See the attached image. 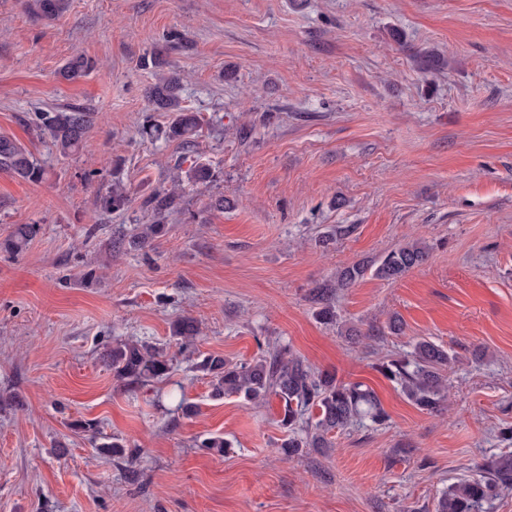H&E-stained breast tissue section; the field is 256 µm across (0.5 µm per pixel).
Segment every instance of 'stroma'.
Listing matches in <instances>:
<instances>
[{
  "label": "stroma",
  "instance_id": "obj_1",
  "mask_svg": "<svg viewBox=\"0 0 512 512\" xmlns=\"http://www.w3.org/2000/svg\"><path fill=\"white\" fill-rule=\"evenodd\" d=\"M172 31L185 48L168 50ZM152 53L204 119L193 148L139 133L170 120L148 110ZM80 54L97 70L60 81ZM68 104L100 120L87 151L62 157L29 118ZM0 135L47 171L39 184L0 173V240L38 227L20 254L0 251V512H434L506 452L512 0H69L48 24L0 0ZM198 162L208 184L189 178ZM116 173L131 201L100 215ZM174 184L166 234L129 247L153 221L145 200ZM413 238L433 247L424 265L365 277L332 297L339 323L319 319L315 287ZM395 315L398 335L384 330ZM184 318L199 327L185 350ZM422 338L453 356L437 415L377 369ZM116 339L163 352L169 379L120 387L100 360ZM276 347L373 389L388 421L281 459L278 399L214 398L198 368ZM178 384L192 415L174 410ZM214 436L226 452L203 447Z\"/></svg>",
  "mask_w": 512,
  "mask_h": 512
}]
</instances>
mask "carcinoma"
Segmentation results:
<instances>
[{"mask_svg":"<svg viewBox=\"0 0 512 512\" xmlns=\"http://www.w3.org/2000/svg\"><path fill=\"white\" fill-rule=\"evenodd\" d=\"M23 7L31 16L53 20L67 7V0H23ZM96 69L94 61L81 55L74 56L61 66L59 76L74 81ZM181 78L174 71L156 73V82L146 92L153 111L171 112L174 117L166 127L146 125L141 135L150 139H177L189 145L201 128L199 113L182 105ZM98 113L80 105L61 109L33 112L30 123L48 137L52 148L61 156H70L89 146L90 132L95 127ZM0 171L18 176L32 183H40L45 169L34 159L28 148L14 138L0 136ZM179 198L178 186L155 192L146 201L154 222L146 230L134 234L129 244L145 247L150 240L161 236L165 220L175 211ZM130 202L124 184L115 180L99 198L102 213L120 210ZM35 224H20L8 238L0 242V249L9 253L20 251L37 234ZM432 246L424 240H411L378 259L355 263L336 272V280L317 287L316 296L324 303L321 315L335 320L331 309L334 292L349 288L366 274L382 279L397 280L411 269L424 264ZM173 334L182 344H189L196 335L193 320L184 319L173 326ZM102 360L112 370L114 378L128 389H138L154 380L169 375V359L152 346L138 341H114ZM453 360L447 349L432 341L421 339L407 354L391 357L379 364L385 377L400 386L402 392L418 409L430 414L444 410L448 397L445 371ZM203 369L212 378L216 396H237L247 403H266L276 397L282 403L281 425L288 429V438L279 446L284 459L291 460L303 448L327 447V435L343 430L358 419H367L376 425L386 422L387 415L376 393L361 383H343L330 372L311 369L287 349L279 348L261 354L250 362H232L219 355L203 361ZM317 408L318 415L311 420L303 437L297 431L303 428V415L309 408ZM512 486V455L491 457L478 466L472 479L454 485L437 502L436 512H481L482 504L493 498L498 488Z\"/></svg>","mask_w":512,"mask_h":512,"instance_id":"obj_1","label":"carcinoma"}]
</instances>
